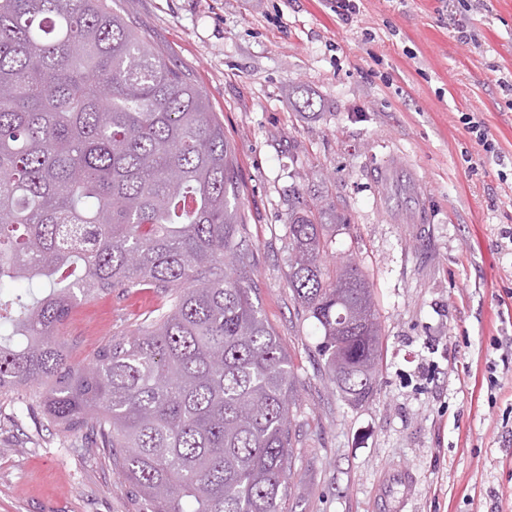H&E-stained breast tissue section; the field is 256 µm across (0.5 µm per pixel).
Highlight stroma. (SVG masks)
<instances>
[{"instance_id": "stroma-1", "label": "stroma", "mask_w": 512, "mask_h": 512, "mask_svg": "<svg viewBox=\"0 0 512 512\" xmlns=\"http://www.w3.org/2000/svg\"><path fill=\"white\" fill-rule=\"evenodd\" d=\"M332 2L120 0L203 87L238 162L258 306L297 376L288 512H512V354L493 344L512 336V106L497 85L512 74V0L470 12L461 0H363L349 24ZM466 112L501 148L474 176ZM387 165L422 179L426 198L374 184ZM294 187L314 212L344 217L326 238L375 290L384 341L361 406L329 382L321 333L288 286ZM423 203L430 222L412 223ZM161 303L148 288L75 307L76 361ZM128 491L103 458L0 394V512H134Z\"/></svg>"}]
</instances>
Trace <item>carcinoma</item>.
I'll use <instances>...</instances> for the list:
<instances>
[{
    "mask_svg": "<svg viewBox=\"0 0 512 512\" xmlns=\"http://www.w3.org/2000/svg\"><path fill=\"white\" fill-rule=\"evenodd\" d=\"M240 195L202 87L107 0H0V393L42 403L145 512H284L294 365L253 300ZM287 228L288 287L328 379L363 404L372 287L354 260L324 278L323 224L297 190ZM146 285L162 307L72 365L75 305Z\"/></svg>",
    "mask_w": 512,
    "mask_h": 512,
    "instance_id": "obj_1",
    "label": "carcinoma"
}]
</instances>
